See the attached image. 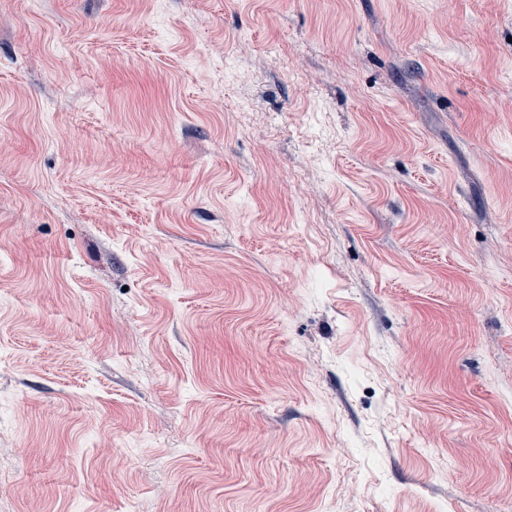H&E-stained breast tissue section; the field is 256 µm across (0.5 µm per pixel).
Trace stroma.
Segmentation results:
<instances>
[{
	"instance_id": "1",
	"label": "stroma",
	"mask_w": 512,
	"mask_h": 512,
	"mask_svg": "<svg viewBox=\"0 0 512 512\" xmlns=\"http://www.w3.org/2000/svg\"><path fill=\"white\" fill-rule=\"evenodd\" d=\"M0 512H512V0H0Z\"/></svg>"
}]
</instances>
